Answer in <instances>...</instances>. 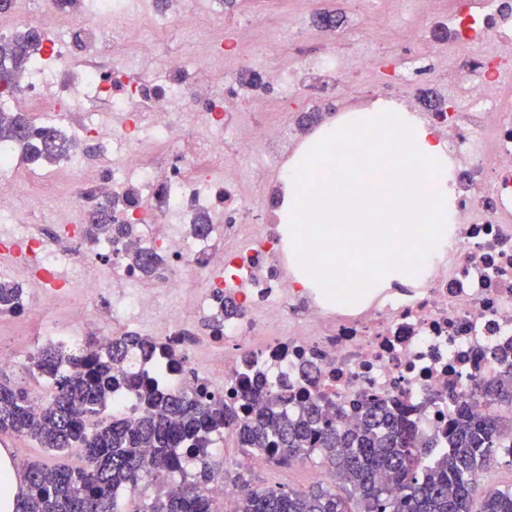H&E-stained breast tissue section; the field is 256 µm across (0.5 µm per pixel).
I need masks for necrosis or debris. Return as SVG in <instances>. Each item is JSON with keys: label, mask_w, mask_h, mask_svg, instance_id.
<instances>
[{"label": "necrosis or debris", "mask_w": 512, "mask_h": 512, "mask_svg": "<svg viewBox=\"0 0 512 512\" xmlns=\"http://www.w3.org/2000/svg\"><path fill=\"white\" fill-rule=\"evenodd\" d=\"M88 2L73 12L41 0L39 11L29 13L28 0H16L24 24L48 30L44 56L82 59L77 76L26 78L33 129L49 116L68 129L65 165L27 173L12 146L0 144V222L8 227L0 256L9 258L21 286L19 312L33 315L42 300L66 308L35 340L67 353L143 334L156 348L138 354L139 370L151 376L164 365L165 388L229 400L255 382L270 397L287 394L291 411L307 399L322 400L350 428L366 403L381 402L447 447L458 397L512 361V0H458L447 12L439 0H418L427 20L461 34L448 69L437 67L442 45L421 26H410L407 38L414 69H431L441 90L437 110L423 119L453 164L452 222L421 278L391 281L354 305L296 286L260 188L268 167L281 161L283 130L236 108L244 85L260 75L266 109L294 106L296 68L260 73L247 50L202 21L194 0H168L159 14L193 29L203 47L193 67L159 57L152 43L113 26L122 0ZM106 40L137 60L139 70L129 74L99 58ZM291 42L310 69L330 79L346 76L352 53L344 43L311 53L299 31ZM224 58L233 67L218 74L216 95L198 74L208 60ZM93 85L119 119L111 159L77 177L91 128L76 114ZM187 122L195 136L185 144L180 132ZM256 150L266 163L242 180L236 157ZM57 193L70 206L59 216L62 243L55 246L25 222L21 205ZM107 194L120 200L115 223H133L141 247L161 256L159 275L130 267L120 236H86L79 216ZM201 215L209 222L198 231ZM221 293L242 304V312L225 318L218 334L195 336L194 318L208 316ZM164 346L179 351L180 364L164 363Z\"/></svg>", "instance_id": "4bbe7bcc"}]
</instances>
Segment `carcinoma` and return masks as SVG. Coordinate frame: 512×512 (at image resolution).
I'll return each mask as SVG.
<instances>
[{"instance_id": "cac0c4a2", "label": "carcinoma", "mask_w": 512, "mask_h": 512, "mask_svg": "<svg viewBox=\"0 0 512 512\" xmlns=\"http://www.w3.org/2000/svg\"><path fill=\"white\" fill-rule=\"evenodd\" d=\"M41 44V34L29 28L0 37V67L12 75L0 90L1 103L19 91L27 69L43 70ZM1 141L20 148L36 165L57 163L69 149L57 125L33 138L31 122L20 112H0ZM118 203L117 197L98 203L86 235L116 232L126 240L130 265L155 273L161 265L157 254L141 248L131 225L112 224ZM19 293L18 285L0 282L1 314L16 312ZM236 312L225 299L204 326L217 330ZM149 346V339L127 334L89 355L41 348L32 360L52 381L54 393L36 409L26 389L0 381V435L29 437L61 458L53 465L26 464L28 493L18 497L16 512H120V492L137 490L146 478L157 482L184 460L200 463L194 480L141 501L134 512H218L206 484L215 466L212 439L222 432L243 451L276 464L313 456L332 478L307 491H285L254 486L240 474L232 512H512V487L485 489L476 480L495 455L512 457V369L477 384L476 391L491 397L495 410L475 415L467 400H459L457 416L448 424V450L436 452L434 439L417 435L382 403L369 404L361 425L346 430L336 413L323 412L314 401L293 416L280 412L260 386L230 403L216 395L165 391L160 378L127 367L133 351ZM117 389L136 396L141 415L133 424L116 417L98 420ZM72 452L80 465L63 461Z\"/></svg>"}]
</instances>
